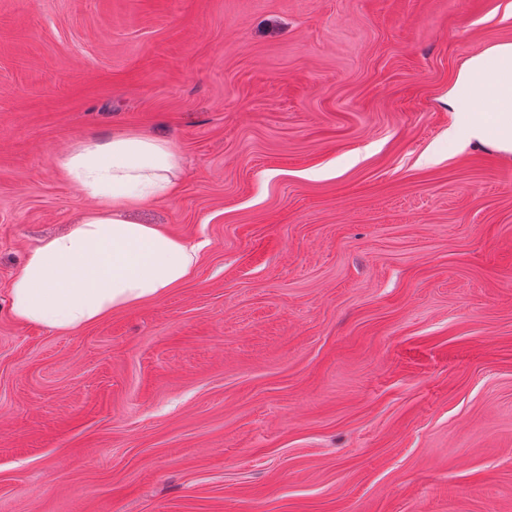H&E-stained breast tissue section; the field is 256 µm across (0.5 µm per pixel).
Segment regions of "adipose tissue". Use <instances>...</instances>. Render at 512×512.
I'll use <instances>...</instances> for the list:
<instances>
[{
    "label": "adipose tissue",
    "instance_id": "1",
    "mask_svg": "<svg viewBox=\"0 0 512 512\" xmlns=\"http://www.w3.org/2000/svg\"><path fill=\"white\" fill-rule=\"evenodd\" d=\"M454 139L512 154V42L471 56L448 92ZM57 164L91 202L67 232L44 239L16 266L11 312L22 324L68 335L112 312L164 296L190 280L198 249L130 212L174 198L182 159L167 141L135 130L75 140Z\"/></svg>",
    "mask_w": 512,
    "mask_h": 512
}]
</instances>
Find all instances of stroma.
<instances>
[{
	"label": "stroma",
	"instance_id": "1",
	"mask_svg": "<svg viewBox=\"0 0 512 512\" xmlns=\"http://www.w3.org/2000/svg\"><path fill=\"white\" fill-rule=\"evenodd\" d=\"M512 0H0V512H512V155L448 142ZM183 158L191 280L69 336L57 159Z\"/></svg>",
	"mask_w": 512,
	"mask_h": 512
}]
</instances>
